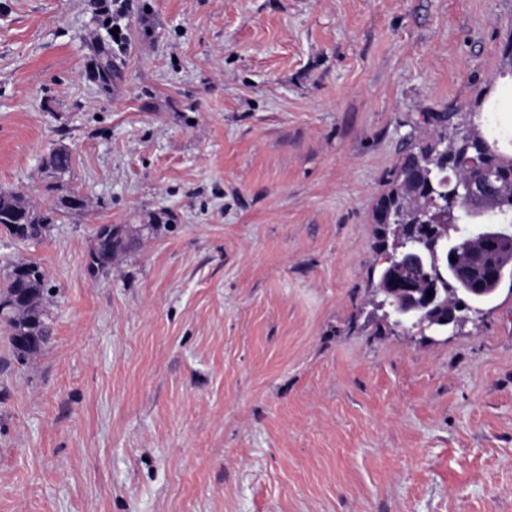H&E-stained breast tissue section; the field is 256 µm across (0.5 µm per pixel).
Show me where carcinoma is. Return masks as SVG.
<instances>
[{
    "label": "carcinoma",
    "mask_w": 512,
    "mask_h": 512,
    "mask_svg": "<svg viewBox=\"0 0 512 512\" xmlns=\"http://www.w3.org/2000/svg\"><path fill=\"white\" fill-rule=\"evenodd\" d=\"M474 112L462 118L449 134H440L436 140L409 153L400 168L396 182L382 195L376 215L389 210H399L403 219L399 223L400 239L419 241L423 246L455 252L458 266L469 263L472 256L485 252L482 240L463 237L462 224L512 223V153L499 148L498 139L483 135ZM49 163L59 173L71 171L72 154L54 150ZM479 175L497 187V197L490 203L492 209L473 212L463 208L455 210L436 225L434 234L425 232L422 225L414 223L415 214L422 207L437 210L445 206L448 179L466 182ZM67 204L55 203L43 211L33 203L30 195L16 188L0 189V231L18 239L43 237L54 221V215L81 211L88 206V198L77 191L69 192ZM458 232L457 245L447 244L448 230ZM96 249L91 252L87 270L91 274L109 269L116 257L129 247V237L124 224H102L94 234ZM512 274V244L499 248L495 256V272L471 282L445 276L434 279L432 268L422 278L421 289H439L440 300L456 304L466 288H479L492 295L501 286L503 272ZM46 275L43 267L33 261L11 264L0 276V325L6 329L10 352L21 362L37 352L50 335L45 302Z\"/></svg>",
    "instance_id": "carcinoma-1"
}]
</instances>
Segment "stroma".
Here are the masks:
<instances>
[{
  "label": "stroma",
  "mask_w": 512,
  "mask_h": 512,
  "mask_svg": "<svg viewBox=\"0 0 512 512\" xmlns=\"http://www.w3.org/2000/svg\"><path fill=\"white\" fill-rule=\"evenodd\" d=\"M121 5L0 0V187L90 200L0 234L53 289L0 333V512H512V285L444 335L371 305L409 148L512 129V0ZM102 224L160 231L93 276Z\"/></svg>",
  "instance_id": "stroma-1"
}]
</instances>
